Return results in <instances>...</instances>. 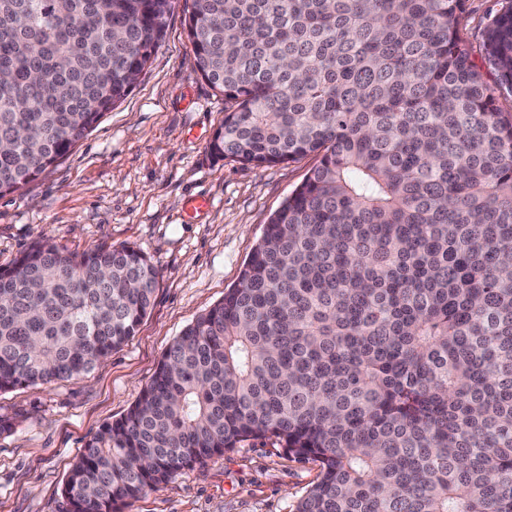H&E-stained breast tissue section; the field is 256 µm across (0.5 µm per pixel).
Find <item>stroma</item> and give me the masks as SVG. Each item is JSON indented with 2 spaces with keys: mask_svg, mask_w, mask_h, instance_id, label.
Here are the masks:
<instances>
[{
  "mask_svg": "<svg viewBox=\"0 0 512 512\" xmlns=\"http://www.w3.org/2000/svg\"><path fill=\"white\" fill-rule=\"evenodd\" d=\"M176 0L134 91L23 190L0 196V267L34 243L81 253L131 245L160 277L135 336L85 377L0 392V512H67L65 475L86 438L118 418L183 328L234 286L270 215L313 158L264 168L213 161L224 98L201 78ZM210 201L191 212L195 197ZM318 467L255 440L146 491L128 512H295Z\"/></svg>",
  "mask_w": 512,
  "mask_h": 512,
  "instance_id": "35a3bbf8",
  "label": "stroma"
}]
</instances>
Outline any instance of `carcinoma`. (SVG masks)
<instances>
[{
  "mask_svg": "<svg viewBox=\"0 0 512 512\" xmlns=\"http://www.w3.org/2000/svg\"><path fill=\"white\" fill-rule=\"evenodd\" d=\"M192 0L208 153L316 164L222 301L89 436L70 512H126L244 442L314 462L295 512H512V0ZM175 0H0V195L133 90ZM159 271L45 239L0 269V392L81 378L135 335ZM499 3L497 0H468L465 3V12L462 15L464 32L469 37L473 58L479 65H482L483 76L489 82L492 80L493 71L482 61L483 48L478 30L485 18L499 9Z\"/></svg>",
  "mask_w": 512,
  "mask_h": 512,
  "instance_id": "cac0c4a2",
  "label": "carcinoma"
}]
</instances>
